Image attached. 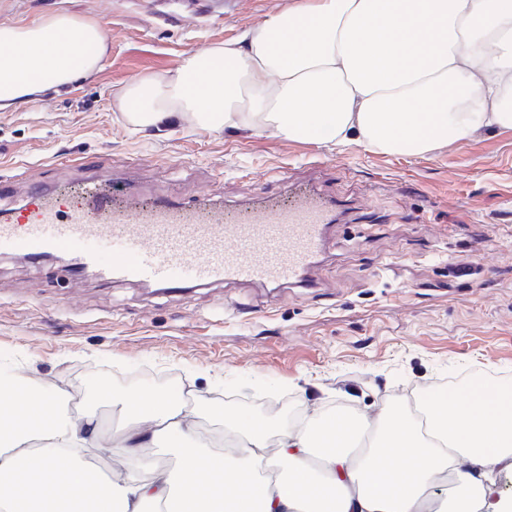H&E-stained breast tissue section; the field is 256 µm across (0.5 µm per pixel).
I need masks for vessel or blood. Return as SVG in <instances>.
Here are the masks:
<instances>
[{"mask_svg":"<svg viewBox=\"0 0 512 512\" xmlns=\"http://www.w3.org/2000/svg\"><path fill=\"white\" fill-rule=\"evenodd\" d=\"M343 211L304 184L287 197L233 209L159 196L143 203L88 180L70 198L41 184L0 216V251L37 260L72 255L76 271L94 267L129 281L177 289L211 281L302 284L320 255L323 228Z\"/></svg>","mask_w":512,"mask_h":512,"instance_id":"1","label":"vessel or blood"}]
</instances>
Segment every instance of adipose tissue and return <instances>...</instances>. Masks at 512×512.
Returning a JSON list of instances; mask_svg holds the SVG:
<instances>
[{
	"label": "adipose tissue",
	"mask_w": 512,
	"mask_h": 512,
	"mask_svg": "<svg viewBox=\"0 0 512 512\" xmlns=\"http://www.w3.org/2000/svg\"><path fill=\"white\" fill-rule=\"evenodd\" d=\"M99 23L56 13L0 23V108L99 70ZM115 106L133 128L190 119L300 142L353 141L419 157L482 128L512 129V0H294L236 41L188 54L171 78L130 83ZM127 471L89 483L93 413L0 375V506L9 512H512L496 477L512 471V392H435L377 415L313 408L284 429L229 423L237 448L212 447L181 403L122 397ZM169 443L175 466L141 449ZM210 474L201 480L200 471ZM50 486L54 495H43Z\"/></svg>",
	"instance_id": "obj_1"
}]
</instances>
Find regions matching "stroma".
I'll return each mask as SVG.
<instances>
[{"label": "stroma", "instance_id": "35a3bbf8", "mask_svg": "<svg viewBox=\"0 0 512 512\" xmlns=\"http://www.w3.org/2000/svg\"><path fill=\"white\" fill-rule=\"evenodd\" d=\"M289 3L238 0L224 19L151 18L142 0H0V22L66 12L98 22L108 45L94 74L0 109V179L14 188L0 207L33 181L74 187L83 170L66 160L78 154L183 204L218 191L232 205L309 180L369 207L355 223L327 226L309 288L164 292L0 252V362L70 395L79 411L108 415L97 440L113 451L112 473L122 471L115 445L127 426L112 399L156 390L161 375L216 424L255 413L258 397L305 409L341 398L373 414L451 376L502 375L512 390V129L403 157L188 120L135 129L117 112L131 81L174 76L186 55L233 42ZM222 392L236 403L223 405Z\"/></svg>", "mask_w": 512, "mask_h": 512}]
</instances>
